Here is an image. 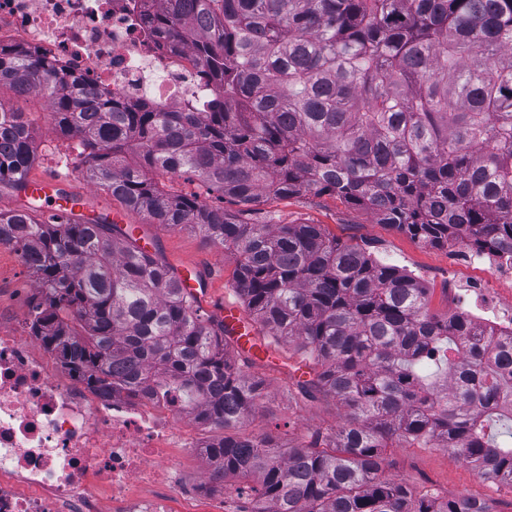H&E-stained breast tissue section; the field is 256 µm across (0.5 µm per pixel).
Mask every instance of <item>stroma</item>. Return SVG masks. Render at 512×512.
Wrapping results in <instances>:
<instances>
[{
    "label": "stroma",
    "mask_w": 512,
    "mask_h": 512,
    "mask_svg": "<svg viewBox=\"0 0 512 512\" xmlns=\"http://www.w3.org/2000/svg\"><path fill=\"white\" fill-rule=\"evenodd\" d=\"M0 102L26 112L36 133V160L30 177L55 175L71 179L88 193L96 208L110 211L114 222L135 225V234L149 249L159 250L176 268L193 266L204 275L201 306L220 313L224 305L238 304L232 289L235 257L223 247L206 243L189 230L168 229L149 222L144 215L126 210L118 201L95 187L85 177L86 163L77 139L61 136L52 124L47 105L40 99H17L0 93ZM262 218L280 224H320L337 239L359 246L382 263L394 265L419 278L429 290L432 312L446 315L452 309L445 275L450 250L435 247L389 225L375 223L364 212L354 210L336 197L297 196L268 201ZM41 297L35 278L22 263L18 252L0 245V311L14 324L19 335L30 332L32 307ZM267 382L265 397L250 416L246 430L259 435L279 427L284 448L310 440L316 430L336 427L342 421L335 407L297 399L289 367L278 356L264 355L255 366ZM386 473L411 490H433L441 499L452 500L468 494L480 497L489 512H512V487L482 481L460 456L449 448H420L407 443L388 449Z\"/></svg>",
    "instance_id": "35a3bbf8"
}]
</instances>
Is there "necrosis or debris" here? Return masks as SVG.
I'll use <instances>...</instances> for the list:
<instances>
[{
  "label": "necrosis or debris",
  "mask_w": 512,
  "mask_h": 512,
  "mask_svg": "<svg viewBox=\"0 0 512 512\" xmlns=\"http://www.w3.org/2000/svg\"><path fill=\"white\" fill-rule=\"evenodd\" d=\"M147 0H0V47L22 48L74 78L128 103L162 111L206 112L215 93L185 48L171 49L146 25ZM447 276L455 315L486 338L512 341V255L456 248ZM58 356L37 337L0 322V512H239L210 480L186 481L171 451L191 448L180 402L102 394L79 370L58 374Z\"/></svg>",
  "instance_id": "1"
}]
</instances>
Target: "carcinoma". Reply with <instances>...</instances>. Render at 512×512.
Listing matches in <instances>:
<instances>
[{
  "instance_id": "1",
  "label": "carcinoma",
  "mask_w": 512,
  "mask_h": 512,
  "mask_svg": "<svg viewBox=\"0 0 512 512\" xmlns=\"http://www.w3.org/2000/svg\"><path fill=\"white\" fill-rule=\"evenodd\" d=\"M149 28L191 50L213 110L128 105L42 58L0 49V90L41 97L79 140L86 177L128 210L234 254L254 344L300 358L305 399L345 410L335 430L279 453L245 432L265 396L224 319L108 215L37 219L22 198L36 159L26 113L0 104V245L41 290L31 330L104 393L175 392L224 431L213 479L250 481L245 512H488L413 495L386 451L432 440L480 479L512 486V344L430 311L428 289L319 224L258 218L270 198L331 194L434 246L512 254V0H154ZM187 175L201 193L168 191ZM238 209L224 208L225 199Z\"/></svg>"
}]
</instances>
